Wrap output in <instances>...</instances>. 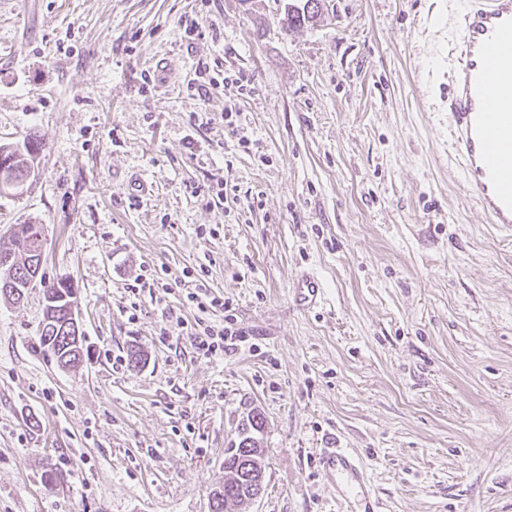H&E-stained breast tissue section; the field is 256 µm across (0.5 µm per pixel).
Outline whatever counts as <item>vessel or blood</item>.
I'll use <instances>...</instances> for the list:
<instances>
[{"label": "vessel or blood", "instance_id": "1", "mask_svg": "<svg viewBox=\"0 0 512 512\" xmlns=\"http://www.w3.org/2000/svg\"><path fill=\"white\" fill-rule=\"evenodd\" d=\"M451 146L464 182L491 223L512 232V0H468L454 45L447 103ZM294 301L319 303L322 285L311 273L295 281ZM319 466L330 486L376 512L367 471L354 453L325 448Z\"/></svg>", "mask_w": 512, "mask_h": 512}]
</instances>
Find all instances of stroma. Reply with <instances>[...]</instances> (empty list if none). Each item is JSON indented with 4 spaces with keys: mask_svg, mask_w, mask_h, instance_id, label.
<instances>
[{
    "mask_svg": "<svg viewBox=\"0 0 512 512\" xmlns=\"http://www.w3.org/2000/svg\"><path fill=\"white\" fill-rule=\"evenodd\" d=\"M287 2L0 0V144H42L0 241L45 233L44 285L0 299V512H212L253 410V512H358L332 445L377 512H512V235L441 109L462 0H324L286 32ZM309 269L316 310L292 298ZM185 271L223 311L185 305ZM61 280L88 347L68 369L40 345ZM228 315L217 356L178 329ZM318 461L330 486L340 497L357 499L363 505L359 512H377L367 471L359 457L344 448H323Z\"/></svg>",
    "mask_w": 512,
    "mask_h": 512,
    "instance_id": "35a3bbf8",
    "label": "stroma"
}]
</instances>
